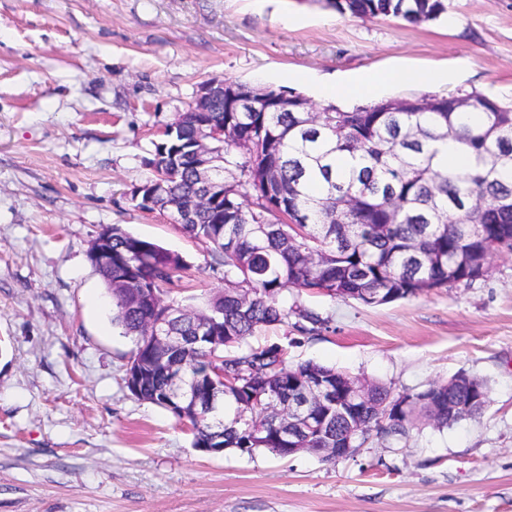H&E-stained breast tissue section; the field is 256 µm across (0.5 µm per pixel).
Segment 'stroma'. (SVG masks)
<instances>
[{"mask_svg": "<svg viewBox=\"0 0 512 512\" xmlns=\"http://www.w3.org/2000/svg\"><path fill=\"white\" fill-rule=\"evenodd\" d=\"M445 18L361 20L327 0H0V512H512V253L471 287L366 307L282 292L330 320L289 344L251 337L391 387L484 378L478 418L353 458L213 455L123 376L134 344L88 258L117 224L182 255L183 297L224 288L205 243L130 192L158 130L217 78L318 101L295 74L347 82L442 69L444 85L512 99V0H447ZM456 25H449V18Z\"/></svg>", "mask_w": 512, "mask_h": 512, "instance_id": "35a3bbf8", "label": "stroma"}]
</instances>
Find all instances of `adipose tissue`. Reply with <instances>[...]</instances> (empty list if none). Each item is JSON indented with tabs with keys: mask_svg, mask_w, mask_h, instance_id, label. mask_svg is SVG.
<instances>
[{
	"mask_svg": "<svg viewBox=\"0 0 512 512\" xmlns=\"http://www.w3.org/2000/svg\"><path fill=\"white\" fill-rule=\"evenodd\" d=\"M448 74L431 69L419 72H403L400 70H370L359 75L354 81L335 84H318L320 96L335 101L346 102L358 98H377L382 96L391 86L415 81L424 85H435L447 82Z\"/></svg>",
	"mask_w": 512,
	"mask_h": 512,
	"instance_id": "adipose-tissue-1",
	"label": "adipose tissue"
}]
</instances>
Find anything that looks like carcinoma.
Listing matches in <instances>:
<instances>
[{
  "label": "carcinoma",
  "instance_id": "carcinoma-1",
  "mask_svg": "<svg viewBox=\"0 0 512 512\" xmlns=\"http://www.w3.org/2000/svg\"><path fill=\"white\" fill-rule=\"evenodd\" d=\"M341 14L362 20L395 18L418 24L435 21L445 0H328ZM454 96L435 98L424 109L390 112V100L345 110L326 106L323 122L310 125L298 112H234L231 102L213 119L235 133L224 144V223L206 210L181 225L188 237L207 245L210 266L223 269L224 291L185 304L173 294L184 259L158 243L135 237L120 225L105 227L112 270L97 268L115 305L113 323L132 337L131 361L142 372L137 399L160 407L174 382L169 366L179 364L188 380L210 368L236 385L224 388V410L188 408L176 415L189 424L192 447L213 437L226 448H264L276 457L288 447V395L309 380L331 386L345 374L313 361L293 365L279 344L252 346L248 338L267 326L316 338L330 320L315 309L280 301L286 288L367 307L381 290L385 305L456 282L471 286L479 275L467 267L471 254L512 252V104L480 97L469 111L473 126L458 123ZM194 114L181 115L176 142L188 146ZM464 144L476 166L453 173L437 168L436 145L448 138ZM195 181L188 170L168 180L167 201L188 208ZM467 224L481 228L470 235ZM162 299L144 305V294ZM172 314L179 346L156 345L148 336L150 317ZM207 321L219 328L217 357L193 339ZM409 402L400 416L377 418L379 408ZM332 392L310 410L320 430L301 437L303 448H363L371 438L401 442L420 425L438 429L480 415L489 404L485 380L461 377L429 392L393 391L380 383L370 402L351 413Z\"/></svg>",
  "mask_w": 512,
  "mask_h": 512
}]
</instances>
